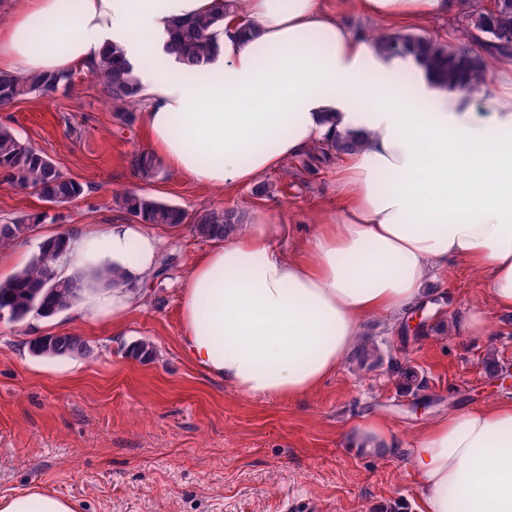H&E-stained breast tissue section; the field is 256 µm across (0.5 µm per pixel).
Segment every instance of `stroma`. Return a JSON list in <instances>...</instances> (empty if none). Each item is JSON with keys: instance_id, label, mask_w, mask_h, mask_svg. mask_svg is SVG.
I'll list each match as a JSON object with an SVG mask.
<instances>
[{"instance_id": "35a3bbf8", "label": "stroma", "mask_w": 512, "mask_h": 512, "mask_svg": "<svg viewBox=\"0 0 512 512\" xmlns=\"http://www.w3.org/2000/svg\"><path fill=\"white\" fill-rule=\"evenodd\" d=\"M69 86L32 93L0 109V124L46 153L83 193L57 208L56 222L0 252L18 271L51 235L124 221L114 197L136 191L193 213L262 211L273 244L291 253L321 215H335L342 160L300 154L233 193L189 181L161 165L139 179L133 159L148 150L142 120L124 126L88 70L72 64ZM32 190L0 181V224L47 210ZM159 263L138 286L121 333L112 322L66 309L14 323L0 319V496L32 488L71 499L78 512H418L421 486L411 464L420 429L449 409L512 398V314L486 303L464 264L439 271L420 334L373 320L362 329L381 366L345 363L297 399L248 397L209 378L183 343L180 288L211 241L191 225L154 230ZM482 310L487 336L455 332ZM74 334L89 356L33 354L41 336ZM146 343L150 359L132 355ZM425 381L407 391L398 375ZM369 421L387 443L372 456L348 435Z\"/></svg>"}]
</instances>
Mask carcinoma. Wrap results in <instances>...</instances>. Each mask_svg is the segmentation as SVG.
<instances>
[{
  "label": "carcinoma",
  "instance_id": "cac0c4a2",
  "mask_svg": "<svg viewBox=\"0 0 512 512\" xmlns=\"http://www.w3.org/2000/svg\"><path fill=\"white\" fill-rule=\"evenodd\" d=\"M222 7L187 19L176 25L167 50L178 61L190 67L204 68L220 53L222 44L217 32L226 30L224 21L238 15L237 0H222ZM472 29L464 30L453 42H442L413 32H380L372 37L375 48L390 58L411 57L450 90L466 93L488 92L491 76V57L512 54V0H494L492 8L478 13L467 12ZM486 35L485 51L472 48L471 30ZM109 98L121 105L117 118L128 124L135 119L139 80L127 64L123 51L112 47V52L90 68ZM69 79L61 70L50 74H37L19 78L0 73V109L7 108L32 92L51 94ZM356 146V139L348 137L317 147L321 159L327 161L333 154H342ZM136 168L144 179L156 176L158 162L147 153L135 160ZM0 176L21 188L33 190L57 207H62L83 193L80 183L65 177L42 152L22 142L14 131L0 125ZM118 209L139 224L175 227L191 224L201 237L224 240L244 223L243 212L235 209L223 211L203 210L188 213L183 209L155 198L126 192L114 198ZM45 215L33 213L14 222L0 224V250L8 249L28 237L32 228L44 221ZM68 234L61 233L43 240L38 252L22 269L0 281V315L12 322H22L31 315L48 317L70 308L81 293L95 281L104 287L123 284L122 273L105 267L93 273L78 269L63 276L59 272L60 260L66 251ZM31 350L39 355L70 356L87 352L85 343L77 336H42L31 343ZM380 361L375 345L364 340L359 356V367L372 366ZM402 384L408 391L423 388L424 381L411 367H400Z\"/></svg>",
  "mask_w": 512,
  "mask_h": 512
}]
</instances>
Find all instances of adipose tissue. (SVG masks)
I'll return each instance as SVG.
<instances>
[{
	"mask_svg": "<svg viewBox=\"0 0 512 512\" xmlns=\"http://www.w3.org/2000/svg\"><path fill=\"white\" fill-rule=\"evenodd\" d=\"M221 0H9L0 72L25 77L89 67L119 47L140 79L153 153L182 177L232 192L286 158L351 135L337 174L335 218L293 253L272 244L267 218L203 253L181 288L184 338L209 376L252 397L295 399L356 349L363 325L407 316L451 261L474 270L485 300L512 312V56L486 111L421 74L391 86L392 60L343 26L351 7L389 25L452 14L455 0H245L246 35L221 34L203 72L166 50L181 20ZM143 224L72 234L63 272L112 266L124 283L89 289L100 316L135 305L158 261ZM419 512H512V401L453 411L413 450ZM0 512H76L53 494L0 496Z\"/></svg>",
	"mask_w": 512,
	"mask_h": 512,
	"instance_id": "obj_1",
	"label": "adipose tissue"
}]
</instances>
